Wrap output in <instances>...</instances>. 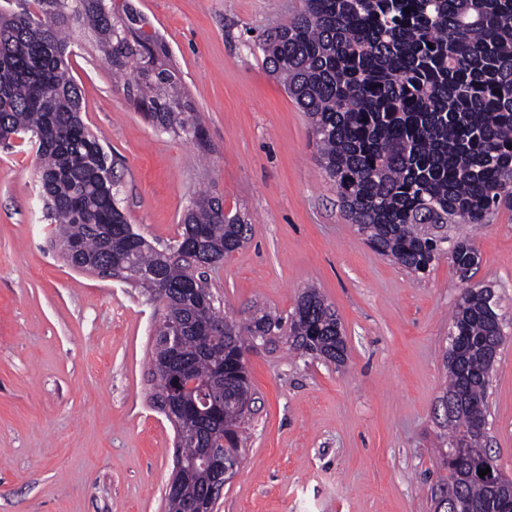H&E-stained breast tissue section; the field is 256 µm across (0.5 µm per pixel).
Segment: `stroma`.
<instances>
[{"mask_svg": "<svg viewBox=\"0 0 512 512\" xmlns=\"http://www.w3.org/2000/svg\"><path fill=\"white\" fill-rule=\"evenodd\" d=\"M164 41L203 140L156 128L80 31L70 73L105 148L116 198L153 246L176 240L201 192L245 217V246L207 269L215 304L286 315L317 289L345 331L344 368L276 340L246 359L256 393L240 472L214 512H430L442 473L447 259L422 278L377 254L344 217L309 122L256 36L301 0H128ZM474 280L500 298L507 342L485 444L512 475V208L468 228ZM29 139L0 141V512H165L175 429L152 401L163 306L71 268L52 242Z\"/></svg>", "mask_w": 512, "mask_h": 512, "instance_id": "obj_1", "label": "stroma"}]
</instances>
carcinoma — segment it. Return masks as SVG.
Listing matches in <instances>:
<instances>
[{"instance_id": "cac0c4a2", "label": "carcinoma", "mask_w": 512, "mask_h": 512, "mask_svg": "<svg viewBox=\"0 0 512 512\" xmlns=\"http://www.w3.org/2000/svg\"><path fill=\"white\" fill-rule=\"evenodd\" d=\"M410 12H405V8ZM145 17L128 0H25L19 13L0 12V140L21 132L39 143V174L58 242H72L78 259L122 261L157 272L139 282L163 302V318L184 324L178 359L165 337L154 340L156 388L182 368L224 393L221 426L234 455L254 403L246 360L257 338L275 333L289 348L338 366L347 347L336 313L315 288L284 317L258 305L250 319L229 321L215 307L197 255L209 266L248 241L250 224L224 211L222 199L199 195L186 210L179 238L161 249L134 232L100 177L108 154L84 123L80 90L70 75L71 33L99 37L112 73L134 82L156 126L185 134L200 129L190 103L171 93L175 70L158 61L160 38L148 40ZM269 71L306 113L319 158L336 183L341 211L381 256L414 276L441 257L470 281L480 256L464 224H487L512 207V0H303L288 22L256 43ZM197 277L202 294H176ZM490 285H473L456 303L448 343L445 412L448 447L440 449L448 512H512V481L478 476L497 459L471 426V409L489 410L495 362L490 342L504 346ZM224 339L213 343L214 324ZM190 429L183 456L216 447L213 432ZM194 472L168 512H186L204 494Z\"/></svg>"}]
</instances>
